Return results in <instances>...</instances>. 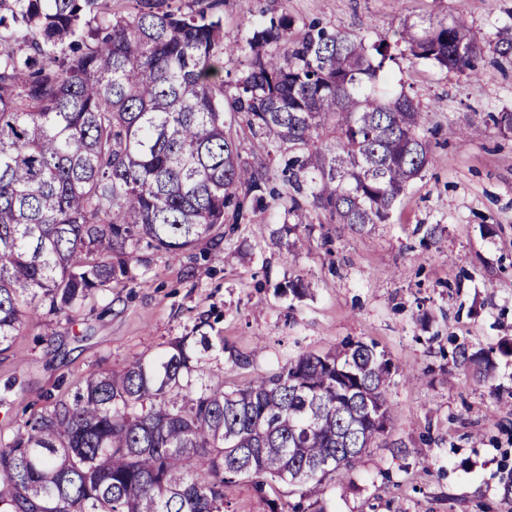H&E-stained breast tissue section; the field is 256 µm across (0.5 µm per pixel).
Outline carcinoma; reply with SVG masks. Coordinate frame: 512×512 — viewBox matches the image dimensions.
<instances>
[{
	"label": "carcinoma",
	"instance_id": "obj_1",
	"mask_svg": "<svg viewBox=\"0 0 512 512\" xmlns=\"http://www.w3.org/2000/svg\"><path fill=\"white\" fill-rule=\"evenodd\" d=\"M137 0H0V349L45 315L69 318L129 273L144 242L169 259L281 197L225 132L244 115L288 151V220L300 198L337 224L389 221L432 161L428 113L388 63L419 60L479 78L488 50L512 54V27L486 47L464 15L356 36L296 20L251 24L235 45L211 10ZM247 64L224 80V55ZM184 336L122 373L83 375L44 414L0 439V512H224V487L318 492L388 432L398 373L373 344L301 353L279 372L224 391Z\"/></svg>",
	"mask_w": 512,
	"mask_h": 512
}]
</instances>
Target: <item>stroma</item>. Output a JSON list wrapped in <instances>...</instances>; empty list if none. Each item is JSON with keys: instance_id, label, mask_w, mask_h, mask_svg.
I'll return each mask as SVG.
<instances>
[{"instance_id": "obj_1", "label": "stroma", "mask_w": 512, "mask_h": 512, "mask_svg": "<svg viewBox=\"0 0 512 512\" xmlns=\"http://www.w3.org/2000/svg\"><path fill=\"white\" fill-rule=\"evenodd\" d=\"M258 17L318 21L373 37L403 23L465 14L480 44L512 25V0H259ZM475 81L409 53L392 73L429 114L431 165L395 205L388 223L356 232L312 211L300 233L285 222L287 199L262 222L227 224L170 260L140 246L126 278L87 298L71 320L23 327L0 353V428L91 370L121 371L194 331L224 339L206 352L225 390L278 372L303 352L348 341L375 344L401 373L388 392L390 433L367 449L345 480H326V512H512V136L490 114L512 110V56L485 55ZM465 123L464 138L448 135ZM226 129L243 158L281 185V161L244 123ZM235 253L232 265L213 261ZM309 285L288 292L290 280ZM491 352L492 376L460 368L462 353ZM295 504L287 485L257 492L242 480L224 489L226 512H269Z\"/></svg>"}]
</instances>
